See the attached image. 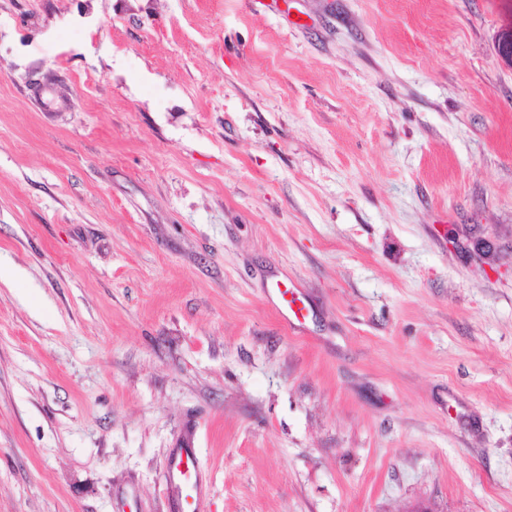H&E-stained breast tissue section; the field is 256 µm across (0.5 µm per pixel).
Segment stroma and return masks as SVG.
Wrapping results in <instances>:
<instances>
[{"label": "stroma", "mask_w": 512, "mask_h": 512, "mask_svg": "<svg viewBox=\"0 0 512 512\" xmlns=\"http://www.w3.org/2000/svg\"><path fill=\"white\" fill-rule=\"evenodd\" d=\"M508 26L0 0V512H512ZM278 304L277 311L281 314L292 327L299 326L301 318L304 317L306 306L299 298L298 290L295 286L288 287L284 285V289L279 283L276 285ZM288 295L290 296L288 298ZM165 481L177 501L179 512H202L204 497L195 448H179L168 458Z\"/></svg>", "instance_id": "obj_1"}]
</instances>
